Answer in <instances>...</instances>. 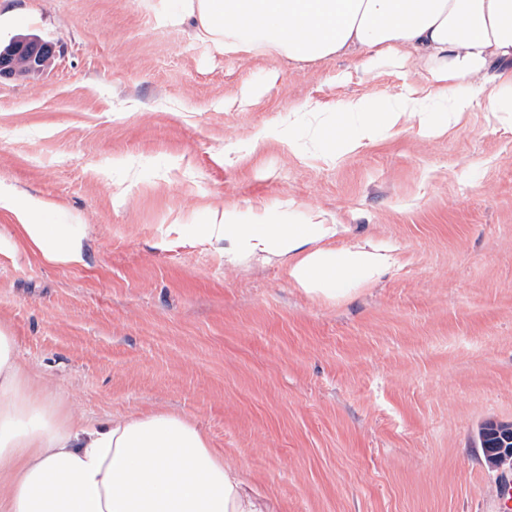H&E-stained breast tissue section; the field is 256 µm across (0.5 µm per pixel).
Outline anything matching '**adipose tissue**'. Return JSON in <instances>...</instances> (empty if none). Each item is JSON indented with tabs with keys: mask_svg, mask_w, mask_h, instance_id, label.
<instances>
[{
	"mask_svg": "<svg viewBox=\"0 0 512 512\" xmlns=\"http://www.w3.org/2000/svg\"><path fill=\"white\" fill-rule=\"evenodd\" d=\"M198 37L219 51L263 49L294 60L361 51L366 63L422 64L420 86L405 85L383 105L354 98L343 107L357 124L348 150L414 120L429 99L447 101L452 119L497 106L512 71V0H184ZM30 246L51 263L78 261L67 231L33 222L0 199ZM345 224L205 225L232 243L234 259L285 258L284 274L310 298L356 294L398 261L389 243L343 244ZM0 512H269L246 491L207 435L171 412L110 416L88 427L61 410L54 393L22 364L0 325Z\"/></svg>",
	"mask_w": 512,
	"mask_h": 512,
	"instance_id": "ef3b65f1",
	"label": "adipose tissue"
}]
</instances>
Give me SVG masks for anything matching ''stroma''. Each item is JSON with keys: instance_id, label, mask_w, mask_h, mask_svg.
<instances>
[{"instance_id": "obj_1", "label": "stroma", "mask_w": 512, "mask_h": 512, "mask_svg": "<svg viewBox=\"0 0 512 512\" xmlns=\"http://www.w3.org/2000/svg\"><path fill=\"white\" fill-rule=\"evenodd\" d=\"M181 0H0V197L52 203L81 259L49 263L0 208V324L93 423L185 415L273 512H503L478 432L512 424V90L356 151L351 98L426 69L214 51ZM309 101L320 112L303 111ZM447 124L442 135L427 127ZM228 224H348L399 263L336 302L278 258L233 264ZM51 47L33 35L12 38L0 47V74L24 75L42 69L49 61Z\"/></svg>"}]
</instances>
